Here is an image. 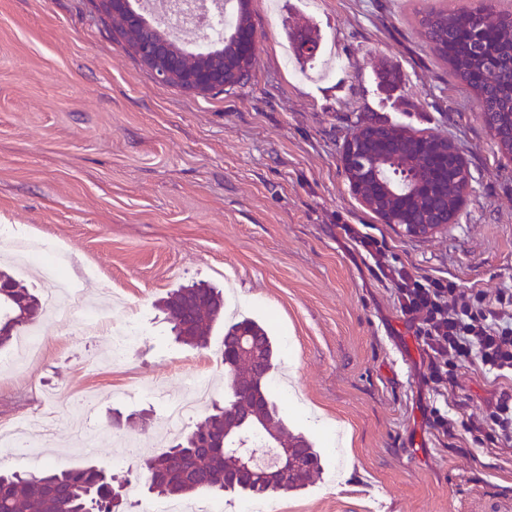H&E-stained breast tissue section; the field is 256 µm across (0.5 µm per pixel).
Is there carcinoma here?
<instances>
[{"instance_id":"1","label":"carcinoma","mask_w":512,"mask_h":512,"mask_svg":"<svg viewBox=\"0 0 512 512\" xmlns=\"http://www.w3.org/2000/svg\"><path fill=\"white\" fill-rule=\"evenodd\" d=\"M495 0H476L467 8H431L419 20L436 57L477 97L480 110L499 113L496 129L501 138L512 120V14L496 11ZM249 0H237L234 24L224 33L231 38L242 25L252 26ZM391 184L411 182L417 171L411 156L379 159ZM176 337L187 345L204 347L208 332L224 325V297L209 286L179 288L161 301ZM42 313L38 296L10 274L0 271V346L16 328L34 322ZM248 336L246 355L224 356L228 395L224 407L214 408L185 439L146 459L139 469L147 473L149 489L159 495L185 498L199 491L246 492L253 497L298 491L320 469V454L302 435L285 431L267 379L274 368V345L258 321L243 318L224 329V340ZM275 432L279 447L291 450L293 466L276 477L268 467L256 466L252 478L236 483L226 474L237 470L242 449L254 440L268 442ZM117 509L112 503L108 477L94 467L57 472L50 467L22 477L13 472L0 476V512H86L92 505Z\"/></svg>"}]
</instances>
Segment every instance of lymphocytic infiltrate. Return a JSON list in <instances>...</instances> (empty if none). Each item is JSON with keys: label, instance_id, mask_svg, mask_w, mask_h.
I'll return each instance as SVG.
<instances>
[{"label": "lymphocytic infiltrate", "instance_id": "f902f5d3", "mask_svg": "<svg viewBox=\"0 0 512 512\" xmlns=\"http://www.w3.org/2000/svg\"><path fill=\"white\" fill-rule=\"evenodd\" d=\"M347 238L390 285L393 301L426 357L423 382L432 395L455 396L458 371L469 366L494 386V396L477 413L434 406L429 422L436 435L456 438L465 431L481 448L512 446V288L490 294L456 281L413 271L386 244L352 224Z\"/></svg>", "mask_w": 512, "mask_h": 512}]
</instances>
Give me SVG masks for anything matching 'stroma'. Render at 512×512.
Wrapping results in <instances>:
<instances>
[{"mask_svg":"<svg viewBox=\"0 0 512 512\" xmlns=\"http://www.w3.org/2000/svg\"><path fill=\"white\" fill-rule=\"evenodd\" d=\"M473 0H250L251 79L221 94L160 83L93 0H0V225L68 257L82 298L38 325L41 356L0 373V421L54 406L38 455L0 472L102 468L128 512L148 492L137 465L178 442L224 400V331L207 346L175 340L159 304L192 284L223 289L226 310L266 324L277 369L268 388L321 469L281 512H512V450L443 445L426 421L424 357L341 230L363 225L400 261L488 293L512 288V158L473 92L437 59L418 23ZM320 42L294 59L286 37ZM368 124L448 136L470 197L457 224L423 238L386 224L351 192L343 146ZM106 316L89 331L83 306ZM136 325L110 360L112 330ZM210 389L169 425L191 381ZM85 407L84 443L71 424ZM136 452L114 465L116 443Z\"/></svg>","mask_w":512,"mask_h":512,"instance_id":"35a3bbf8","label":"stroma"}]
</instances>
